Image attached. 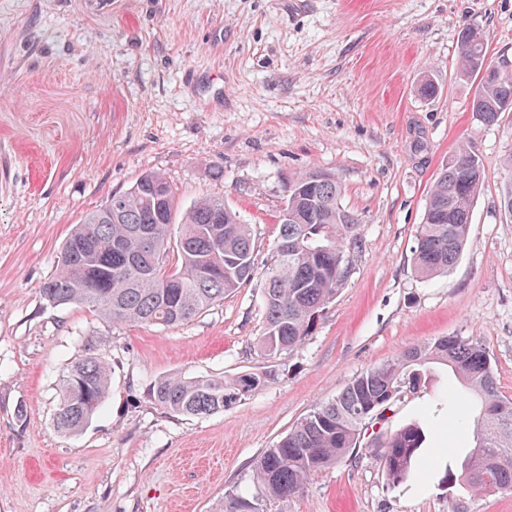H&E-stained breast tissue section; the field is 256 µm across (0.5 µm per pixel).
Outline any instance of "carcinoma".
I'll use <instances>...</instances> for the list:
<instances>
[{"label": "carcinoma", "mask_w": 512, "mask_h": 512, "mask_svg": "<svg viewBox=\"0 0 512 512\" xmlns=\"http://www.w3.org/2000/svg\"><path fill=\"white\" fill-rule=\"evenodd\" d=\"M481 32L461 33L458 69L481 76L473 102L481 119L498 121L512 112V68L484 64ZM484 183L479 158L459 145L435 179L413 249L415 273L428 278L448 271L467 241L472 208ZM341 186L322 172L298 177L279 218L271 261L258 269L251 225L219 197L199 198L182 215L181 263L168 260L176 195L163 174H143L132 187L113 194L100 209L75 226L63 245L56 271L39 287L40 297L57 307L83 304L112 324L175 326L191 321L224 296L265 278L264 320L259 350L275 356L302 346L323 310L349 281L362 247L358 216L339 205ZM441 363L469 391H448L452 424L471 432L473 445L461 463V480L475 493L512 491V400L497 386L490 360L473 339L446 336L415 345L401 356L355 377L335 398L301 418L254 467L259 495L232 493L220 512H259L257 501L292 496L318 472L353 452L371 423L400 394L403 380L416 385L419 367ZM270 372L219 376H167L154 381L148 396L160 409L206 417L224 411L231 396L263 386ZM111 382V367L95 337L86 339L58 386L54 430L79 433L100 409ZM424 441L414 422L371 440L388 481L403 482Z\"/></svg>", "instance_id": "carcinoma-1"}]
</instances>
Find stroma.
I'll use <instances>...</instances> for the list:
<instances>
[{
    "instance_id": "obj_1",
    "label": "stroma",
    "mask_w": 512,
    "mask_h": 512,
    "mask_svg": "<svg viewBox=\"0 0 512 512\" xmlns=\"http://www.w3.org/2000/svg\"><path fill=\"white\" fill-rule=\"evenodd\" d=\"M468 26L489 61L512 63V0H0V512H219L225 493L256 494L258 458L320 402L444 336L476 338L512 398V221L500 208L512 112L488 124L472 111L478 81L457 70ZM426 79L435 97L419 94ZM462 143L485 183L458 261L423 279L416 231ZM148 171L179 207L223 197L261 264L293 181L341 182L363 245L301 347L259 351V278L166 328L41 299L75 224ZM90 336L112 385L65 437L52 425L57 385ZM263 371L264 386L207 417L147 396L165 376ZM453 380L431 366L380 424H422L406 482L357 449L259 512H512V494L444 481L472 445L448 424Z\"/></svg>"
}]
</instances>
